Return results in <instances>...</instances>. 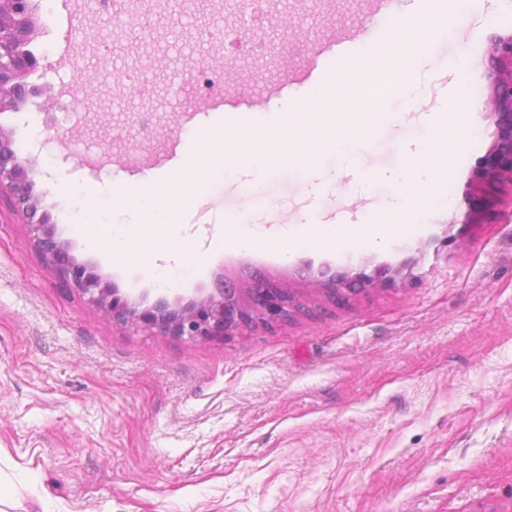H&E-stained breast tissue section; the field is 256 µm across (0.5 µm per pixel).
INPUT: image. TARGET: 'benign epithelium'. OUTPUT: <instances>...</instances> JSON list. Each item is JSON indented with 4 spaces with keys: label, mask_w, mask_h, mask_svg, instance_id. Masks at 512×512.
I'll return each instance as SVG.
<instances>
[{
    "label": "benign epithelium",
    "mask_w": 512,
    "mask_h": 512,
    "mask_svg": "<svg viewBox=\"0 0 512 512\" xmlns=\"http://www.w3.org/2000/svg\"><path fill=\"white\" fill-rule=\"evenodd\" d=\"M35 29L29 0H0V112H18L28 96L24 79L36 64L27 50ZM488 92L485 111L495 117L496 141L492 152L472 175L466 188L469 222L487 224L494 220L498 194L512 190V33L494 34L488 39ZM29 173L22 164L11 134L0 126V198L5 196L29 229L42 255L56 268L66 284L98 305L112 322L136 325L156 333L202 339L226 333L244 318L268 325L288 318L293 302L288 292L274 295L260 281L248 289L243 304L238 289L219 285L213 292L186 304L157 300L143 316L104 283L88 264L70 254L68 242L61 240L47 215L35 219L39 199L30 189Z\"/></svg>",
    "instance_id": "7a95c632"
}]
</instances>
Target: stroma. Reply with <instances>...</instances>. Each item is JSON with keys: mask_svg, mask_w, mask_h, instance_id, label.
<instances>
[{"mask_svg": "<svg viewBox=\"0 0 512 512\" xmlns=\"http://www.w3.org/2000/svg\"><path fill=\"white\" fill-rule=\"evenodd\" d=\"M54 27L34 12L37 59L27 84L40 87L17 112L0 114L40 200L70 253L90 264L130 306L190 300L225 280L263 279L289 289L296 306L269 326L240 324L201 340L112 322L71 290L0 206V512H512V205L491 224L467 222L465 188L495 142L482 108L486 45L512 32V0L447 11V36L417 66L414 109L358 77L332 106L354 119L374 113L353 174L319 150V179L302 163H277L280 116L305 99L303 41L328 43L362 31L372 0H143L109 13L98 0H55ZM241 31L226 45L222 28ZM301 31L302 42L288 41ZM235 59L228 100L255 101L228 121L224 108L190 92L205 65ZM473 101L459 119L469 132L450 156L413 160L445 118L455 82ZM153 115L151 137L139 116ZM198 136L181 164L163 168L154 191L178 199L164 226L133 210L113 213L136 234L192 227L203 239L231 211L250 223L326 224L341 207L386 213L388 175L420 165L447 168L411 238L344 258L323 247L285 262L232 243L183 284L158 290L132 255L115 259L70 228L79 207L137 190L113 170L144 169L165 156L183 117ZM257 135L268 168L241 175L226 154ZM360 274L355 289L327 292L325 271Z\"/></svg>", "mask_w": 512, "mask_h": 512, "instance_id": "stroma-1", "label": "stroma"}]
</instances>
